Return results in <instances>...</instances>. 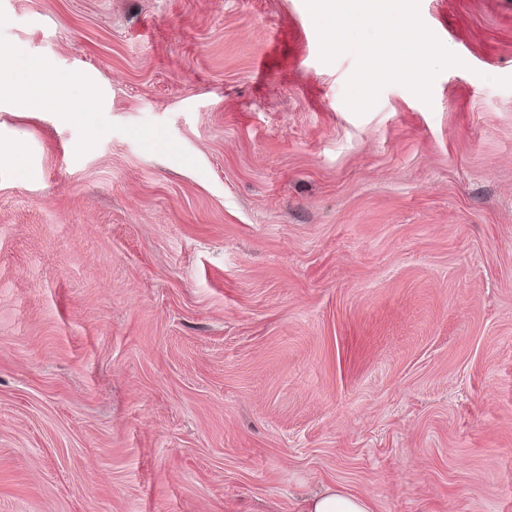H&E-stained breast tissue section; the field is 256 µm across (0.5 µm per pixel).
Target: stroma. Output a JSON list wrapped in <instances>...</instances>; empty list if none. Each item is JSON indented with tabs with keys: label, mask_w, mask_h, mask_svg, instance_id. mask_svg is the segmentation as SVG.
<instances>
[{
	"label": "stroma",
	"mask_w": 512,
	"mask_h": 512,
	"mask_svg": "<svg viewBox=\"0 0 512 512\" xmlns=\"http://www.w3.org/2000/svg\"><path fill=\"white\" fill-rule=\"evenodd\" d=\"M418 13L359 114L305 0H0L94 90L0 102V512H512V0ZM300 512H372V509L365 497L328 487L323 493L306 499Z\"/></svg>",
	"instance_id": "35a3bbf8"
}]
</instances>
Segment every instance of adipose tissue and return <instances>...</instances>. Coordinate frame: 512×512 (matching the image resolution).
Segmentation results:
<instances>
[{"instance_id": "ef3b65f1", "label": "adipose tissue", "mask_w": 512, "mask_h": 512, "mask_svg": "<svg viewBox=\"0 0 512 512\" xmlns=\"http://www.w3.org/2000/svg\"><path fill=\"white\" fill-rule=\"evenodd\" d=\"M19 92L24 93L32 108L48 109L56 104L69 115L74 114L76 103L90 101L89 91H74L68 77L47 80L37 61H21L0 53V100L14 99ZM301 512H372V509L365 497L329 487L306 499Z\"/></svg>"}]
</instances>
